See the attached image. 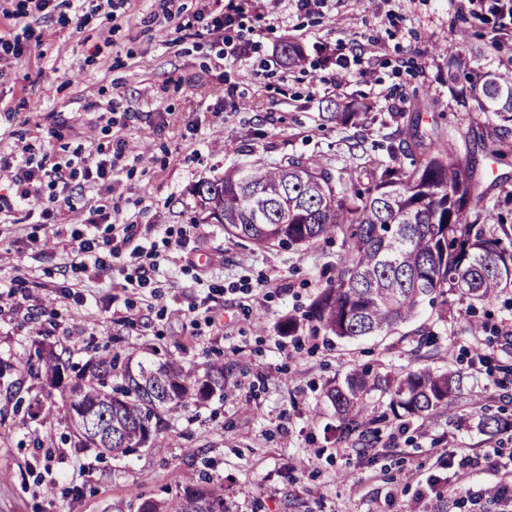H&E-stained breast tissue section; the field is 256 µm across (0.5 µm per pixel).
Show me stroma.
<instances>
[{
  "label": "stroma",
  "instance_id": "obj_1",
  "mask_svg": "<svg viewBox=\"0 0 512 512\" xmlns=\"http://www.w3.org/2000/svg\"><path fill=\"white\" fill-rule=\"evenodd\" d=\"M200 8L182 0L171 18L166 0H73L36 24L0 77V148L23 141L57 156L126 139L112 217L137 213L134 241L157 268L143 290L126 288L122 272L82 269L72 256L78 210L57 228L0 234V283L10 287L0 298V512H135L204 482L232 512H460L458 482L483 489L512 470V431L481 429L488 415L512 419V380L501 372L512 367V293L473 313L452 293L448 318L424 304L386 334L341 339L310 310L336 280L342 235L259 249L195 223L192 189L233 165L295 157L356 168L348 190L361 193L392 148L407 145L403 163L418 164L443 142L452 164L473 168L485 200L505 195L512 155L495 162L487 152L512 146V131L476 91L490 78L512 85V15L497 0H320L308 11L281 0L261 16L246 10L218 40L197 23ZM250 29V53L230 55L229 40ZM286 40L303 66L282 56ZM336 100L368 107L370 121L336 124L327 110ZM42 344L79 364L106 349L167 351L198 371L220 361L228 387L141 455L104 458L75 447L63 418L16 414L18 398L41 391L24 363ZM426 366L459 375L447 408L400 420L375 390L360 415L374 447L342 436L329 387ZM438 450L483 464L448 468L440 498L420 497Z\"/></svg>",
  "mask_w": 512,
  "mask_h": 512
}]
</instances>
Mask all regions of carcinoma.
<instances>
[{
    "label": "carcinoma",
    "instance_id": "obj_1",
    "mask_svg": "<svg viewBox=\"0 0 512 512\" xmlns=\"http://www.w3.org/2000/svg\"><path fill=\"white\" fill-rule=\"evenodd\" d=\"M481 106L512 122V86L493 80L482 86ZM336 123L365 121L364 112L336 109ZM372 173L365 193L349 196L355 171L332 174L314 160L257 162L229 168L197 183L193 196L205 219L258 247L309 248L341 232L348 245L336 282L313 303L312 317L339 338L387 332L412 318L423 301L447 314L448 291L470 303H484L512 290V223L496 203L472 211V176L452 168L440 143L421 165L392 160ZM30 375L60 386L73 375L65 418L74 443L99 453L126 456L151 448L180 412L224 397V364L209 363L202 375L174 359L107 354L77 366L53 348L29 358ZM455 379L428 367L410 370L394 383L369 382L355 374L332 386L333 404L345 434L371 444L357 417L373 390L390 395L396 418L425 417L448 407ZM137 512H228L224 494L208 486L185 485L169 502L146 499Z\"/></svg>",
    "mask_w": 512,
    "mask_h": 512
}]
</instances>
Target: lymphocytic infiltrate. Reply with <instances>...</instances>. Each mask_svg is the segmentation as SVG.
Returning a JSON list of instances; mask_svg holds the SVG:
<instances>
[{
  "mask_svg": "<svg viewBox=\"0 0 512 512\" xmlns=\"http://www.w3.org/2000/svg\"><path fill=\"white\" fill-rule=\"evenodd\" d=\"M125 154L126 143L121 139L63 162L48 155L35 157L27 146L0 151V177L10 186L8 193L0 194V215L18 218L23 224L33 217L43 224L59 223L63 211L73 206L75 187L99 190L119 183ZM84 224L87 233L73 252L80 265L104 275L133 259L137 265L127 283L135 288L152 283L156 266L142 261L143 248L134 243L130 224L113 223L104 204L86 207ZM101 224L110 225L109 236L95 234V227Z\"/></svg>",
  "mask_w": 512,
  "mask_h": 512,
  "instance_id": "lymphocytic-infiltrate-1",
  "label": "lymphocytic infiltrate"
}]
</instances>
